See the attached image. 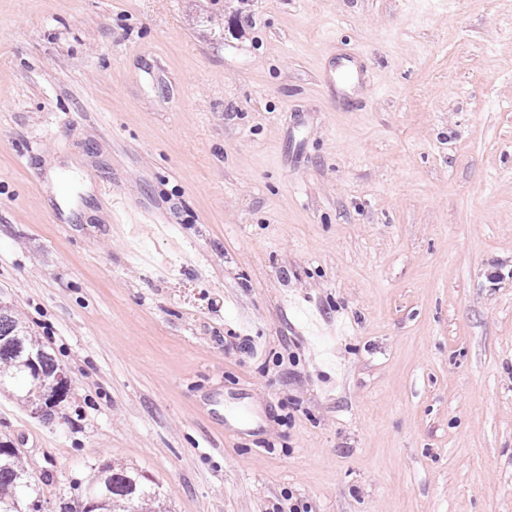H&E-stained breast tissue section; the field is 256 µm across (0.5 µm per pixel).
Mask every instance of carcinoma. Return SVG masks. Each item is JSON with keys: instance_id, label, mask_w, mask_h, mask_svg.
<instances>
[{"instance_id": "1", "label": "carcinoma", "mask_w": 512, "mask_h": 512, "mask_svg": "<svg viewBox=\"0 0 512 512\" xmlns=\"http://www.w3.org/2000/svg\"><path fill=\"white\" fill-rule=\"evenodd\" d=\"M41 351V369L46 375L62 371L55 357L36 343L28 327L9 306L0 305V388L22 390L33 387L24 365L26 354ZM103 501L101 512H158L159 491L146 475L122 465L106 464L83 484ZM38 500L34 484L15 453L0 454V512H19L23 500Z\"/></svg>"}]
</instances>
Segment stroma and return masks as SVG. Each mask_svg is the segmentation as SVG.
<instances>
[{"mask_svg":"<svg viewBox=\"0 0 512 512\" xmlns=\"http://www.w3.org/2000/svg\"><path fill=\"white\" fill-rule=\"evenodd\" d=\"M0 303L70 377L0 393L45 512L104 463L168 512H512V0H0Z\"/></svg>","mask_w":512,"mask_h":512,"instance_id":"35a3bbf8","label":"stroma"}]
</instances>
